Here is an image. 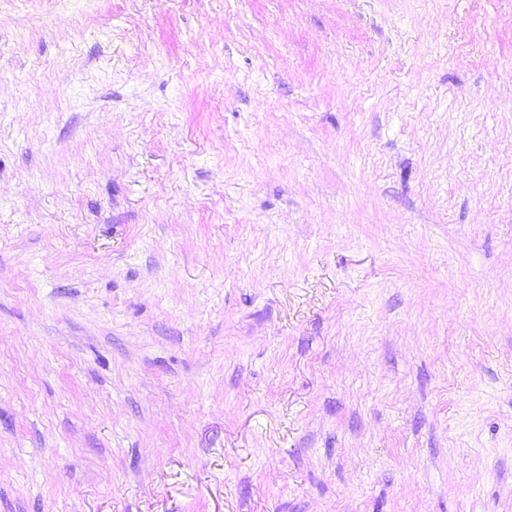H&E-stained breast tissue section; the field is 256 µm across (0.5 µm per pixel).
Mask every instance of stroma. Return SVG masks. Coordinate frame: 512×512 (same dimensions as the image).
<instances>
[{
	"mask_svg": "<svg viewBox=\"0 0 512 512\" xmlns=\"http://www.w3.org/2000/svg\"><path fill=\"white\" fill-rule=\"evenodd\" d=\"M0 512H512V0H0Z\"/></svg>",
	"mask_w": 512,
	"mask_h": 512,
	"instance_id": "35a3bbf8",
	"label": "stroma"
}]
</instances>
